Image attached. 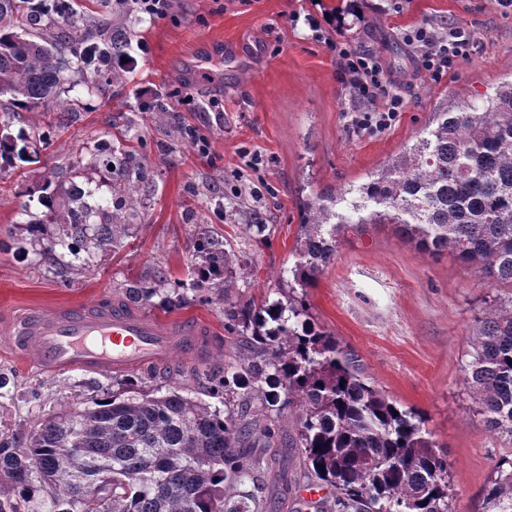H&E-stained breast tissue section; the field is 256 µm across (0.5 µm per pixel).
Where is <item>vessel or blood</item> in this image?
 <instances>
[{"instance_id":"obj_1","label":"vessel or blood","mask_w":512,"mask_h":512,"mask_svg":"<svg viewBox=\"0 0 512 512\" xmlns=\"http://www.w3.org/2000/svg\"><path fill=\"white\" fill-rule=\"evenodd\" d=\"M0 341L45 372L128 371L175 359L191 370L215 351L213 333L202 320L148 316L108 296L51 312L21 309L0 326Z\"/></svg>"}]
</instances>
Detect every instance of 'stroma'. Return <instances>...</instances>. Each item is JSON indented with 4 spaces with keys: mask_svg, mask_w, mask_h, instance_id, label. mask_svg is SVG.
Instances as JSON below:
<instances>
[{
    "mask_svg": "<svg viewBox=\"0 0 512 512\" xmlns=\"http://www.w3.org/2000/svg\"><path fill=\"white\" fill-rule=\"evenodd\" d=\"M337 0H172L165 16L139 25V49L121 91L81 95L69 122L56 110L18 113L13 129L38 153L34 163L0 169V323L17 309H53L113 293L120 284L161 268L185 279L198 226L213 228L249 248L243 227L214 219L213 199L232 200L250 187L266 224L267 241L249 248L241 271L244 298L263 304L281 272L295 262L300 203L356 184L420 136L446 103L461 106L512 80V8L498 0H356L343 19L330 16ZM315 17L311 30L306 17ZM427 24L474 30L481 42L454 73L430 78L402 39ZM369 49L398 80L407 108L388 130L358 135L344 112L352 96L336 79L333 43ZM186 85L172 118L195 129V147L174 142L141 105L162 86ZM137 119L143 155L155 174L141 221L113 251L92 256L57 250L40 257L17 226L39 216L32 193L44 178L65 185L87 179L97 197L110 194L95 146ZM258 156L247 168L243 152ZM71 271L63 287L59 270ZM512 287L488 284L450 253L418 250L387 224L346 226L333 261L306 292L312 318L357 358L365 377L397 404L419 412L448 454L454 512H482L495 463L512 443L490 432L462 382L472 347L473 319ZM181 315L208 323L220 336L219 366L238 361L243 342L224 330V307L192 301ZM0 428L25 429L67 405L102 397L115 386L111 372H41L0 343Z\"/></svg>",
    "mask_w": 512,
    "mask_h": 512,
    "instance_id": "obj_1",
    "label": "stroma"
}]
</instances>
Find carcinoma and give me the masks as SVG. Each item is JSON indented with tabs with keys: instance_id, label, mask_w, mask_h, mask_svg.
<instances>
[{
	"instance_id": "carcinoma-1",
	"label": "carcinoma",
	"mask_w": 512,
	"mask_h": 512,
	"mask_svg": "<svg viewBox=\"0 0 512 512\" xmlns=\"http://www.w3.org/2000/svg\"><path fill=\"white\" fill-rule=\"evenodd\" d=\"M121 2L123 15L91 26L79 0H0V96H10L0 103L1 168L32 162L27 138L11 132L15 113L124 86L133 24L149 13ZM178 95L168 87L142 110L162 124ZM103 155L111 195L94 204L75 181L57 203L60 187L44 180L47 211L19 225L43 255L106 251L140 221L153 171L119 142ZM346 224H391L421 251H449L488 283L512 284V82L477 105L443 106L368 181L305 199L294 266L261 306L235 296L251 257L207 224L194 279L157 271L149 287L141 278L121 285L116 297L140 308L178 309L190 292L224 305L227 332L247 339L240 363L203 377L224 411L130 377L26 432L0 431V512H264L257 477L275 466L285 493L315 480L333 490L319 512H453L448 460L423 418L371 385L297 295L335 260ZM265 230L257 216L246 223L249 245L265 243ZM472 349L462 381L488 428L512 443V299L475 318ZM285 406L296 420L287 439L277 417ZM483 512H512L511 457L496 462Z\"/></svg>"
}]
</instances>
